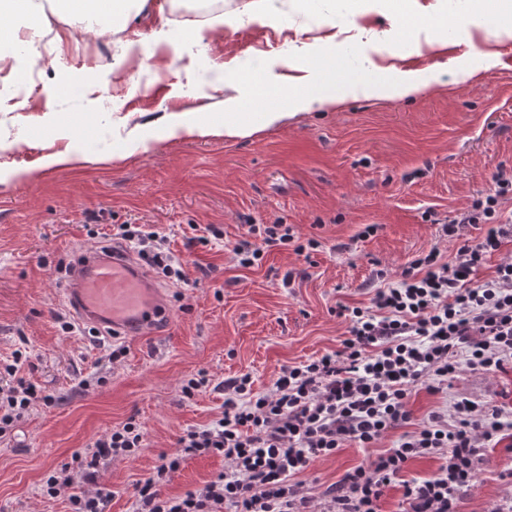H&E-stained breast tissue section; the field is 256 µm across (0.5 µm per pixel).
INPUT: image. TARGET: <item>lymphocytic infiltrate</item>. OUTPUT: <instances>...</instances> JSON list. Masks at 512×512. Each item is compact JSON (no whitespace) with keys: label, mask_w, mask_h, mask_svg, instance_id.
Returning <instances> with one entry per match:
<instances>
[{"label":"lymphocytic infiltrate","mask_w":512,"mask_h":512,"mask_svg":"<svg viewBox=\"0 0 512 512\" xmlns=\"http://www.w3.org/2000/svg\"><path fill=\"white\" fill-rule=\"evenodd\" d=\"M491 183L464 211L438 222L439 240L459 244L454 260H442L439 248H431L409 260L396 281L378 270L387 285L372 289L368 306L337 307L347 323L338 350L283 366L260 395L250 375L225 379L220 417L182 432L177 452L136 484L131 512H309L298 475L347 444L375 447L394 430L399 436L391 448L327 489L321 512H380L386 489L396 483L403 488L401 512H456L459 497L477 479L482 448L494 443L512 453V413L463 397L451 412L431 411L415 425L408 404L416 387L431 393L447 388L460 371L458 354H465L469 369L487 374L512 364V259L501 261L492 278L476 276L488 257L512 242V219L501 209L512 201V169H496ZM479 224L486 232L466 237V228ZM119 236L157 273L188 284L165 236L129 224L120 226ZM318 245L314 238L299 243L285 224H252L233 252L239 266L250 267L269 247L301 254ZM22 359L18 353L0 362V441L36 402L54 401L19 377ZM144 441L141 422L128 419L48 474L41 496L94 482L101 462L137 456ZM209 455L223 457V472L184 494H162L184 462ZM420 458L437 459L436 471L404 480L408 464Z\"/></svg>","instance_id":"f902f5d3"}]
</instances>
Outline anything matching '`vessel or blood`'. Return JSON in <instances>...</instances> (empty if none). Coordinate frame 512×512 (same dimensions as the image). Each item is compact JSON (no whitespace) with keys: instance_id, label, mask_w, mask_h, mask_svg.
Instances as JSON below:
<instances>
[{"instance_id":"1","label":"vessel or blood","mask_w":512,"mask_h":512,"mask_svg":"<svg viewBox=\"0 0 512 512\" xmlns=\"http://www.w3.org/2000/svg\"><path fill=\"white\" fill-rule=\"evenodd\" d=\"M63 295L79 324L120 337H158L171 323L161 287L122 249L84 251Z\"/></svg>"}]
</instances>
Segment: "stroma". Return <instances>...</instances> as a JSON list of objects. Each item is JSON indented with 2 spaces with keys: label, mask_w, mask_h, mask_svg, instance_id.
I'll use <instances>...</instances> for the list:
<instances>
[{
  "label": "stroma",
  "mask_w": 512,
  "mask_h": 512,
  "mask_svg": "<svg viewBox=\"0 0 512 512\" xmlns=\"http://www.w3.org/2000/svg\"><path fill=\"white\" fill-rule=\"evenodd\" d=\"M191 2L146 0L99 37L51 12L53 51L36 84L0 76V170H34L0 182V361L22 351L23 376L56 397L0 442V512H68L69 491L43 498L40 481L133 416L144 425V448L105 462L96 479L113 493L109 512H129L136 483L176 452L179 435L220 415L218 383L247 374L263 393L282 366L339 349L346 324L337 306L368 304L362 286L375 267L399 274L435 245L453 259L457 246L438 243L435 219L466 209L497 167L512 168V38L484 31L449 32L434 48L404 45L396 57L379 43L375 70L352 64L335 76L341 85L394 66L430 79L446 71V84L432 82L413 99L352 97L239 141L163 137L170 114L208 119L227 97L248 100L252 79L282 72L292 46L333 39L351 49L390 28L383 13L348 14L334 0L306 8L270 0V21L255 18L253 0H224L223 25L199 42L190 35L198 25L186 12ZM162 31L169 40L159 39ZM484 53L496 64L485 65ZM61 73L83 91L49 98ZM72 139L91 161L42 167ZM133 141L129 157L111 161L113 149ZM276 222L316 238L318 250L305 257L274 247L258 265L238 266L232 248L247 225ZM122 224L166 235L186 270L189 287H166L170 328L159 338L114 340L84 328L62 332L53 319L65 309L58 259L102 246ZM209 225L221 239L189 245L195 227ZM115 349L120 357L108 360ZM201 373L211 388L184 397L183 380ZM461 396L512 408V367L494 375L464 367L447 390L414 392L413 422ZM397 437L317 460L304 476L313 502ZM484 454L457 512H494L512 497V461L500 447ZM223 469L219 457L187 460L162 492L195 489Z\"/></svg>",
  "instance_id": "stroma-1"
}]
</instances>
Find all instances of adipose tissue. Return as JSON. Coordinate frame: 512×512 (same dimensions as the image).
<instances>
[{
  "mask_svg": "<svg viewBox=\"0 0 512 512\" xmlns=\"http://www.w3.org/2000/svg\"><path fill=\"white\" fill-rule=\"evenodd\" d=\"M60 8L73 16L86 19L85 34H99V20L109 24L119 23L129 10L132 0H56ZM357 9L378 11L386 14L392 27L386 33L390 49L419 42H441L448 29L469 31L480 29L488 21H496L498 29L512 36V0H463L461 13L448 14L444 0H432L422 5L420 0H355ZM28 21V32L38 35L44 32L46 14L39 0H0V52L15 50L20 41L19 29L13 25L15 18ZM348 62L342 48L333 52H306L298 59H286L285 64L296 75L290 83L262 77L252 87V101L258 109L244 112L237 99L230 98L224 103L221 117L210 121L196 118L185 119L180 115H170L166 121L165 134L176 138L190 136L197 138L221 137L238 140L253 137L257 133L277 127L286 122L290 115L314 108L333 109L342 104L346 93L331 90L330 76L344 68ZM299 86L300 92L292 100L290 109H283L279 99L287 85Z\"/></svg>",
  "mask_w": 512,
  "mask_h": 512,
  "instance_id": "1",
  "label": "adipose tissue"
}]
</instances>
